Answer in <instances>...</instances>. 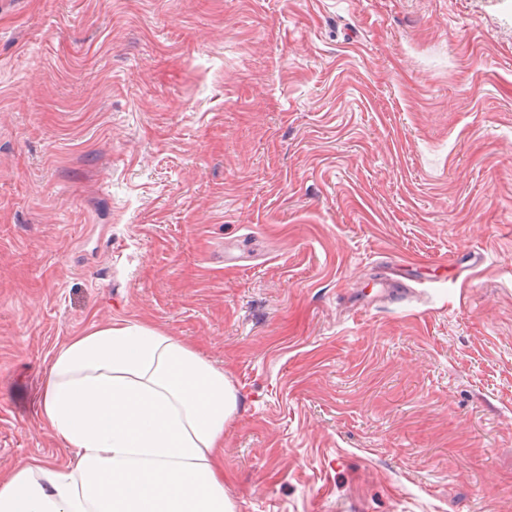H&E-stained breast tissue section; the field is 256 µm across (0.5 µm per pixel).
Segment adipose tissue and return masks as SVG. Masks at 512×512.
Returning a JSON list of instances; mask_svg holds the SVG:
<instances>
[{
	"label": "adipose tissue",
	"instance_id": "1",
	"mask_svg": "<svg viewBox=\"0 0 512 512\" xmlns=\"http://www.w3.org/2000/svg\"><path fill=\"white\" fill-rule=\"evenodd\" d=\"M237 409L223 370L177 337L94 326L51 357L38 404L70 460L0 473V512H236L221 456Z\"/></svg>",
	"mask_w": 512,
	"mask_h": 512
}]
</instances>
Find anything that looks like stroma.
I'll use <instances>...</instances> for the list:
<instances>
[{
    "instance_id": "35a3bbf8",
    "label": "stroma",
    "mask_w": 512,
    "mask_h": 512,
    "mask_svg": "<svg viewBox=\"0 0 512 512\" xmlns=\"http://www.w3.org/2000/svg\"><path fill=\"white\" fill-rule=\"evenodd\" d=\"M119 318L237 512H512V0H0V472Z\"/></svg>"
}]
</instances>
